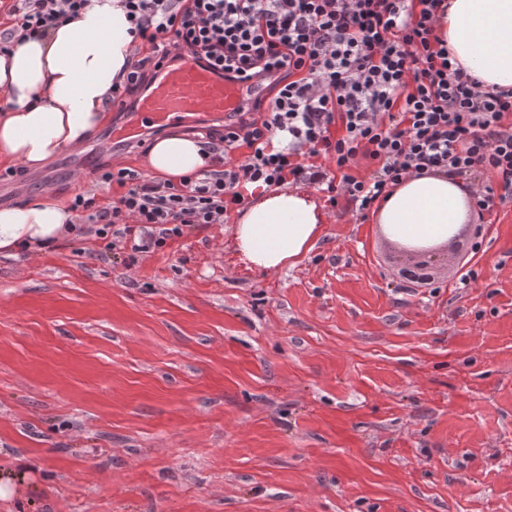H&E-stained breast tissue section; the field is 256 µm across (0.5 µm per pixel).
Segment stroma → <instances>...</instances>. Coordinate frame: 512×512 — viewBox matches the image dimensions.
<instances>
[{
    "label": "stroma",
    "instance_id": "stroma-1",
    "mask_svg": "<svg viewBox=\"0 0 512 512\" xmlns=\"http://www.w3.org/2000/svg\"><path fill=\"white\" fill-rule=\"evenodd\" d=\"M105 130L40 170L0 158V208L105 202L161 133ZM325 214L261 273L238 213L153 253L93 236L0 255V512H512V200L407 286L375 215Z\"/></svg>",
    "mask_w": 512,
    "mask_h": 512
}]
</instances>
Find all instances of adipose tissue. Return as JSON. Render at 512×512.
Masks as SVG:
<instances>
[{
    "label": "adipose tissue",
    "mask_w": 512,
    "mask_h": 512,
    "mask_svg": "<svg viewBox=\"0 0 512 512\" xmlns=\"http://www.w3.org/2000/svg\"><path fill=\"white\" fill-rule=\"evenodd\" d=\"M437 24L452 58L485 89H512V0H448ZM119 0L86 8L42 38L0 54V157L36 170L85 143L106 121L105 100L129 67L137 39ZM205 161L193 138L171 135L150 148L155 176L199 174ZM471 193L460 177L411 176L384 201L377 220L405 243L443 240L465 223ZM73 215L44 195L0 208V254L54 244ZM322 222L314 202L288 191L248 205L235 234L257 268L274 271L312 247Z\"/></svg>",
    "instance_id": "adipose-tissue-1"
}]
</instances>
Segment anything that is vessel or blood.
<instances>
[{"label":"vessel or blood","instance_id":"1","mask_svg":"<svg viewBox=\"0 0 512 512\" xmlns=\"http://www.w3.org/2000/svg\"><path fill=\"white\" fill-rule=\"evenodd\" d=\"M245 91L204 63L183 58L163 68L150 88L128 106L127 122L111 128L108 140H121L142 126L163 127L200 112L223 115L243 107Z\"/></svg>","mask_w":512,"mask_h":512}]
</instances>
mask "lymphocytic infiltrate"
<instances>
[{
	"mask_svg": "<svg viewBox=\"0 0 512 512\" xmlns=\"http://www.w3.org/2000/svg\"><path fill=\"white\" fill-rule=\"evenodd\" d=\"M89 0H16L0 53ZM151 56L131 66L112 98L147 90L163 64L191 56L245 89L269 88L200 140L198 177L148 179L112 168L110 203L76 195L80 234L105 250L145 253L184 228L220 224L249 189L306 182L357 216L379 207L407 176H477L479 209L512 198V93L485 91L454 66L436 33L446 0H121ZM322 156L324 165L304 163ZM368 176L352 175L356 158Z\"/></svg>",
	"mask_w": 512,
	"mask_h": 512,
	"instance_id": "lymphocytic-infiltrate-1",
	"label": "lymphocytic infiltrate"
}]
</instances>
